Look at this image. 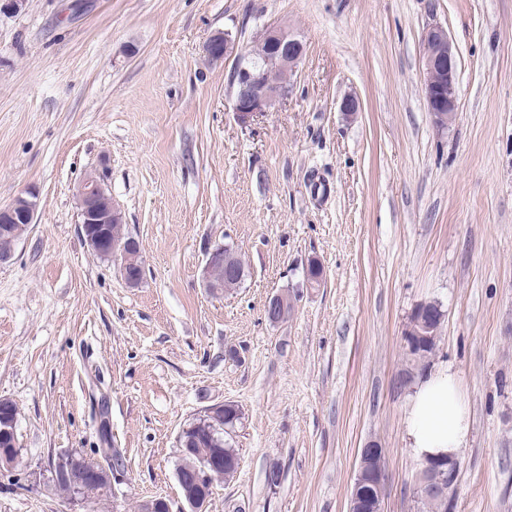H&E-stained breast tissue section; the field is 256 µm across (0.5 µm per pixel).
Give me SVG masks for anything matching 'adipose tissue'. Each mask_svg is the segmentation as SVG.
<instances>
[{
	"label": "adipose tissue",
	"mask_w": 512,
	"mask_h": 512,
	"mask_svg": "<svg viewBox=\"0 0 512 512\" xmlns=\"http://www.w3.org/2000/svg\"><path fill=\"white\" fill-rule=\"evenodd\" d=\"M470 431L459 380L446 368L417 385L407 417L409 446L418 459L457 457Z\"/></svg>",
	"instance_id": "obj_1"
}]
</instances>
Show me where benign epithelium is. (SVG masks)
Returning <instances> with one entry per match:
<instances>
[{"instance_id": "1", "label": "benign epithelium", "mask_w": 512, "mask_h": 512, "mask_svg": "<svg viewBox=\"0 0 512 512\" xmlns=\"http://www.w3.org/2000/svg\"><path fill=\"white\" fill-rule=\"evenodd\" d=\"M422 82L428 111L433 123L447 129L458 115V60L448 37V31L440 24L429 25L422 36ZM305 53L302 39L283 26L266 27L260 30L245 50L234 51V41L229 32H217L202 45V55L209 63L234 57L230 72L233 90L232 110L237 121L246 125L253 117L271 112L288 95L292 75ZM282 72V79L272 83L267 71ZM80 206V233L84 244L97 257L120 262V272L130 287L138 285V279L127 274V267L143 264L141 245L138 240L123 232L124 220L119 206L107 192L97 173L88 174L77 189ZM39 206V191L28 186L20 190L13 200L0 208V234L11 233V225L18 224L28 229L34 223ZM115 225L120 233L108 234V227ZM221 264L236 280L245 276V270L236 263V257L224 248L213 249L208 263ZM289 299L286 293H277L267 302L265 313L270 322H275L280 309ZM404 341L413 344L432 337L430 327L417 314H412L404 332ZM17 417L0 405V439H8L15 432ZM385 450L375 441L359 449V463L355 474L353 494L348 503V512H384L387 475L379 458ZM74 463V453H61L50 466L55 481L66 479L67 491L63 502L74 504L89 501V484L68 476ZM459 462L428 460L420 474V484L426 496L446 501L448 490H456L459 478ZM121 474V468L112 464V453L105 461L94 464V481L98 484H113ZM180 512H209L208 498L184 490Z\"/></svg>"}]
</instances>
